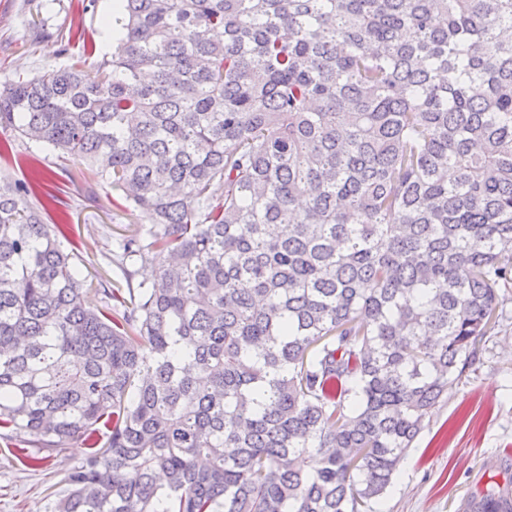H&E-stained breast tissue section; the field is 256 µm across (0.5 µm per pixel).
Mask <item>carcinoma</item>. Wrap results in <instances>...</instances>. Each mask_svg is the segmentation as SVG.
<instances>
[{
  "label": "carcinoma",
  "mask_w": 512,
  "mask_h": 512,
  "mask_svg": "<svg viewBox=\"0 0 512 512\" xmlns=\"http://www.w3.org/2000/svg\"><path fill=\"white\" fill-rule=\"evenodd\" d=\"M120 8L99 75L0 90L149 223L108 290L0 182V439L90 448L52 512H373L512 293V0Z\"/></svg>",
  "instance_id": "obj_1"
}]
</instances>
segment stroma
<instances>
[{
  "label": "stroma",
  "instance_id": "35a3bbf8",
  "mask_svg": "<svg viewBox=\"0 0 512 512\" xmlns=\"http://www.w3.org/2000/svg\"><path fill=\"white\" fill-rule=\"evenodd\" d=\"M114 0H0V88L78 64L88 73L111 59L106 30H119ZM12 152L0 178L42 175L58 187L51 216L67 215L83 271L112 283L116 237L144 231L145 218L106 182L87 183L76 160L45 144L0 132ZM86 454L82 442L38 467L20 462L0 440V512H50L66 494L68 470ZM512 492V300L466 375L433 411L378 512H477L490 486Z\"/></svg>",
  "mask_w": 512,
  "mask_h": 512
}]
</instances>
